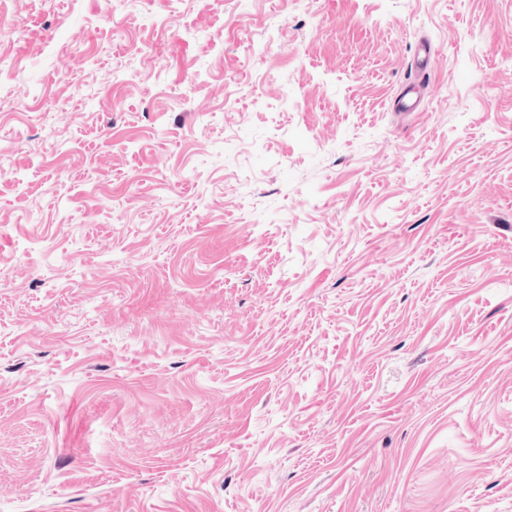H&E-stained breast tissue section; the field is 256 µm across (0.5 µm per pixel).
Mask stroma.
Masks as SVG:
<instances>
[{"instance_id":"1","label":"stroma","mask_w":512,"mask_h":512,"mask_svg":"<svg viewBox=\"0 0 512 512\" xmlns=\"http://www.w3.org/2000/svg\"><path fill=\"white\" fill-rule=\"evenodd\" d=\"M1 28L0 512H512V0Z\"/></svg>"}]
</instances>
